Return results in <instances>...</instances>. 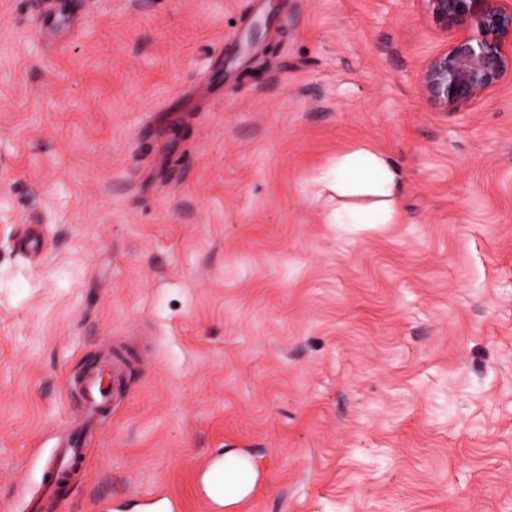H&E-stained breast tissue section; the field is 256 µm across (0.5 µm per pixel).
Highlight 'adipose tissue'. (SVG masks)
I'll return each mask as SVG.
<instances>
[{"label":"adipose tissue","mask_w":512,"mask_h":512,"mask_svg":"<svg viewBox=\"0 0 512 512\" xmlns=\"http://www.w3.org/2000/svg\"><path fill=\"white\" fill-rule=\"evenodd\" d=\"M313 196L335 195L336 206L327 217L332 224H396L400 180L390 159L368 147L338 156L328 169L312 176Z\"/></svg>","instance_id":"obj_1"}]
</instances>
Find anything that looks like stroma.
Wrapping results in <instances>:
<instances>
[{
	"mask_svg": "<svg viewBox=\"0 0 512 512\" xmlns=\"http://www.w3.org/2000/svg\"><path fill=\"white\" fill-rule=\"evenodd\" d=\"M0 0V512L44 492L79 382L120 359L56 512L157 484L204 512H512V85L441 112L418 0ZM368 146L398 224L310 176ZM242 458L245 462L240 468H229L221 451L209 458L199 476V495L205 503V511L222 512L224 509L227 511L228 508H233L230 511L248 512L256 496L258 476L255 473L258 474V464L253 458ZM229 475H233L235 481L225 490V478ZM228 497L232 499H227Z\"/></svg>",
	"mask_w": 512,
	"mask_h": 512,
	"instance_id": "stroma-1",
	"label": "stroma"
}]
</instances>
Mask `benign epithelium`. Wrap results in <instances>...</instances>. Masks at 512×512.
<instances>
[{"label": "benign epithelium", "instance_id": "benign-epithelium-1", "mask_svg": "<svg viewBox=\"0 0 512 512\" xmlns=\"http://www.w3.org/2000/svg\"><path fill=\"white\" fill-rule=\"evenodd\" d=\"M425 19L454 32L420 73V90L440 112H464L512 84V0H418Z\"/></svg>", "mask_w": 512, "mask_h": 512}]
</instances>
